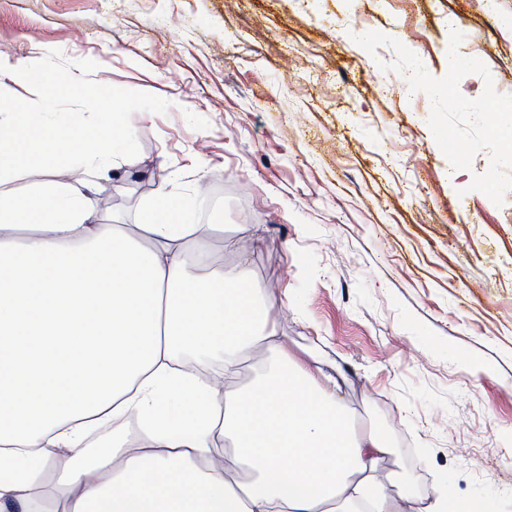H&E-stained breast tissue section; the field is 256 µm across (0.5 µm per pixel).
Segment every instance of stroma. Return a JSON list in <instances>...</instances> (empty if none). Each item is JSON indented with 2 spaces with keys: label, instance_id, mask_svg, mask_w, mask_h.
<instances>
[{
  "label": "stroma",
  "instance_id": "stroma-1",
  "mask_svg": "<svg viewBox=\"0 0 512 512\" xmlns=\"http://www.w3.org/2000/svg\"><path fill=\"white\" fill-rule=\"evenodd\" d=\"M503 14L512 0H0V52L118 93L134 165L77 171L112 197L103 223H137L162 189L193 196L195 223L224 233L191 253L246 260L288 355L344 374L349 419L394 450L391 494L422 507L444 484L512 512V189L499 206L470 191L490 152L452 171L418 114L429 97L379 67L393 48L354 40L382 32L440 78L458 31L512 95Z\"/></svg>",
  "mask_w": 512,
  "mask_h": 512
}]
</instances>
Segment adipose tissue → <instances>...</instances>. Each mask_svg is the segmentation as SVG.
I'll return each mask as SVG.
<instances>
[{
  "label": "adipose tissue",
  "instance_id": "1",
  "mask_svg": "<svg viewBox=\"0 0 512 512\" xmlns=\"http://www.w3.org/2000/svg\"><path fill=\"white\" fill-rule=\"evenodd\" d=\"M60 92L81 111L0 95V175L46 169L33 194L0 190V512H411L383 488L384 438L351 425L319 361L285 353L249 268L190 271V243L219 234L234 251L223 225L192 223L193 200L164 191L141 223H98L73 170L131 163L133 135L118 100L75 76ZM187 357L228 377L254 358L271 369L228 392ZM127 415L136 443L88 455L87 434Z\"/></svg>",
  "mask_w": 512,
  "mask_h": 512
}]
</instances>
